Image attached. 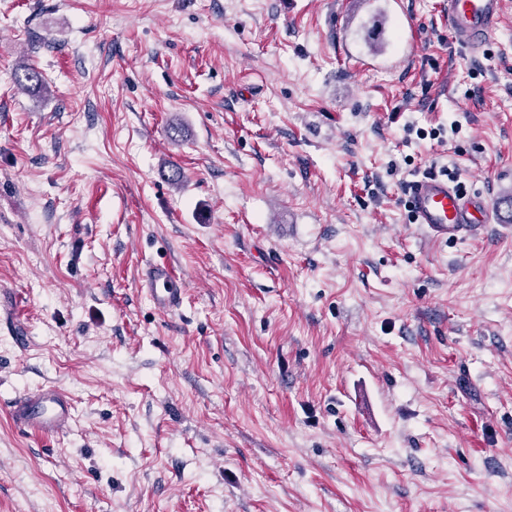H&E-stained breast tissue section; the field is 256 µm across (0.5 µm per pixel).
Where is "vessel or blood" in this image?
Here are the masks:
<instances>
[{
  "label": "vessel or blood",
  "instance_id": "1",
  "mask_svg": "<svg viewBox=\"0 0 512 512\" xmlns=\"http://www.w3.org/2000/svg\"><path fill=\"white\" fill-rule=\"evenodd\" d=\"M447 6L454 42L476 52L498 30L504 0H447ZM408 197L414 223L422 225L435 241L481 237L493 214L511 208L503 201L490 205L481 193L461 188L439 174H425L412 181ZM146 282L154 304L162 312L176 311L182 305L186 284L173 265H149ZM10 412L26 432L57 435L70 428L74 404L67 391L52 385L19 395Z\"/></svg>",
  "mask_w": 512,
  "mask_h": 512
}]
</instances>
